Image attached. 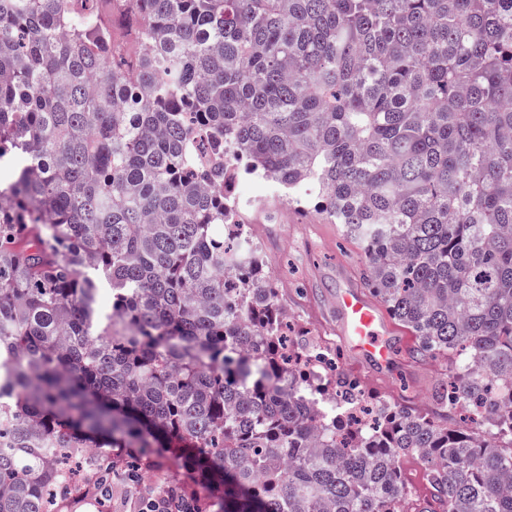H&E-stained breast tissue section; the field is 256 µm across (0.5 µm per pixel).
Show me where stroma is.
I'll use <instances>...</instances> for the list:
<instances>
[{
	"instance_id": "stroma-1",
	"label": "stroma",
	"mask_w": 512,
	"mask_h": 512,
	"mask_svg": "<svg viewBox=\"0 0 512 512\" xmlns=\"http://www.w3.org/2000/svg\"><path fill=\"white\" fill-rule=\"evenodd\" d=\"M273 190L262 181L246 178L236 183V204L247 221L264 267L276 280L292 320L308 331V346L338 355L345 372L372 394L402 405L435 412L434 394L448 371L444 359L415 358L412 334L388 320L398 343L393 361L383 367L358 359L344 347L338 334L336 293L363 283L365 256L361 245L345 237L340 225L328 223L313 205L302 207L273 200Z\"/></svg>"
}]
</instances>
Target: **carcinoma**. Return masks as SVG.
Masks as SVG:
<instances>
[{
    "instance_id": "obj_1",
    "label": "carcinoma",
    "mask_w": 512,
    "mask_h": 512,
    "mask_svg": "<svg viewBox=\"0 0 512 512\" xmlns=\"http://www.w3.org/2000/svg\"><path fill=\"white\" fill-rule=\"evenodd\" d=\"M2 169L0 512L161 448L168 512H512V0H0ZM242 176L361 243L479 430L287 342ZM142 478L140 482L141 487L155 488V486L164 487L173 484L183 485L189 483L187 474L175 467L164 468L159 472H144Z\"/></svg>"
}]
</instances>
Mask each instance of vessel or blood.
Instances as JSON below:
<instances>
[{"label":"vessel or blood","instance_id":"vessel-or-blood-1","mask_svg":"<svg viewBox=\"0 0 512 512\" xmlns=\"http://www.w3.org/2000/svg\"><path fill=\"white\" fill-rule=\"evenodd\" d=\"M340 315V335L351 354L374 365L383 366L393 358L379 305L356 285L340 290L336 295Z\"/></svg>","mask_w":512,"mask_h":512}]
</instances>
